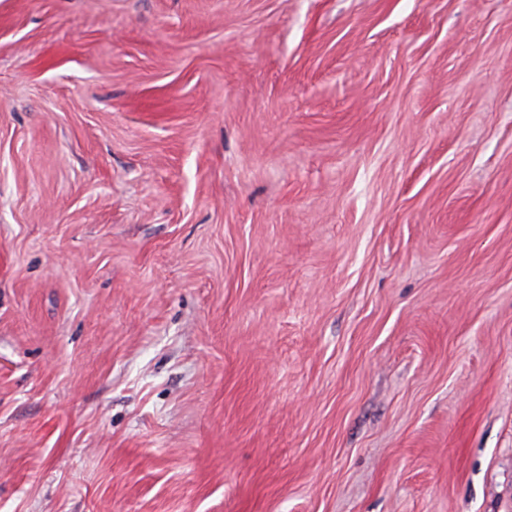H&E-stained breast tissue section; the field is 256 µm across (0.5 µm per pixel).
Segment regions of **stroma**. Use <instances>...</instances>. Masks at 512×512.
Masks as SVG:
<instances>
[{"label":"stroma","mask_w":512,"mask_h":512,"mask_svg":"<svg viewBox=\"0 0 512 512\" xmlns=\"http://www.w3.org/2000/svg\"><path fill=\"white\" fill-rule=\"evenodd\" d=\"M0 512H512V0H0Z\"/></svg>","instance_id":"1"}]
</instances>
